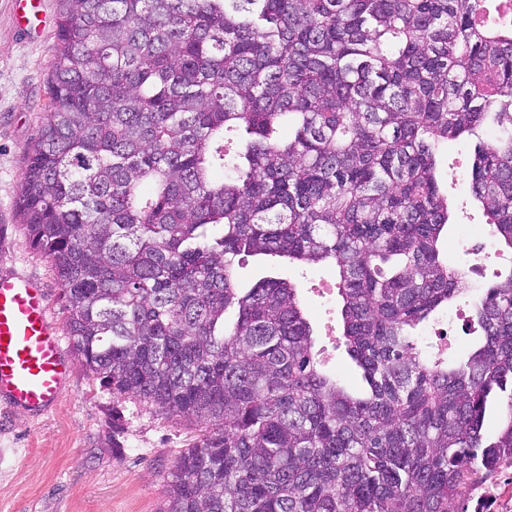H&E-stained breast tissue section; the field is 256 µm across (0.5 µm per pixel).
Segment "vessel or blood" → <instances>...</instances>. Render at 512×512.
<instances>
[{"label":"vessel or blood","mask_w":512,"mask_h":512,"mask_svg":"<svg viewBox=\"0 0 512 512\" xmlns=\"http://www.w3.org/2000/svg\"><path fill=\"white\" fill-rule=\"evenodd\" d=\"M72 363L41 285L0 276V404L38 417L67 388Z\"/></svg>","instance_id":"b4317fda"}]
</instances>
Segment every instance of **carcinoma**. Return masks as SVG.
<instances>
[{
    "instance_id": "obj_1",
    "label": "carcinoma",
    "mask_w": 512,
    "mask_h": 512,
    "mask_svg": "<svg viewBox=\"0 0 512 512\" xmlns=\"http://www.w3.org/2000/svg\"><path fill=\"white\" fill-rule=\"evenodd\" d=\"M61 2L18 208L85 371L203 428L164 512H465L512 467V272L473 292L441 257L438 159L471 142L512 250L495 0ZM259 254L336 271L361 391L321 370L295 284L237 287ZM461 298L481 336L450 364L419 333Z\"/></svg>"
}]
</instances>
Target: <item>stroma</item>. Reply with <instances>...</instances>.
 <instances>
[{"label":"stroma","mask_w":512,"mask_h":512,"mask_svg":"<svg viewBox=\"0 0 512 512\" xmlns=\"http://www.w3.org/2000/svg\"><path fill=\"white\" fill-rule=\"evenodd\" d=\"M60 0H42L46 21L20 23L13 0H0V274L22 272L47 290L55 319L67 313L52 263L31 243L18 201L29 154L49 116V80ZM470 144H449L441 157L443 178L457 206L443 250L449 262L486 271L494 282L504 267L468 186L456 183L454 167L468 163ZM486 249L473 254L472 235ZM248 288L266 276L299 287L322 370L339 376L349 390L361 389L360 371L346 352L338 293L320 298V283L335 284L332 270L274 256L246 257L236 269ZM198 426L167 417L138 399L114 401L81 365H74L68 391L37 421L0 405V512H161L168 478L181 450L191 447ZM468 512H512V467L473 489Z\"/></svg>","instance_id":"35a3bbf8"}]
</instances>
